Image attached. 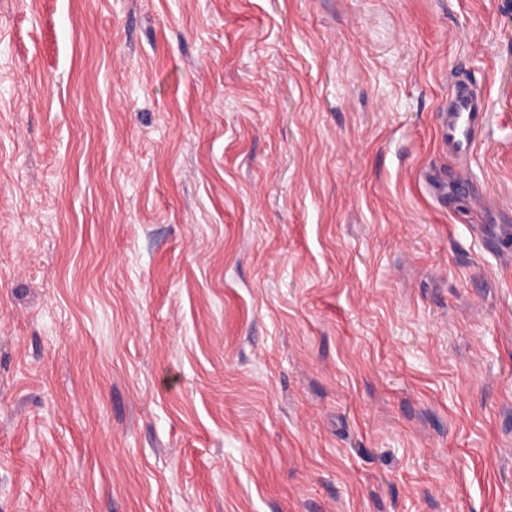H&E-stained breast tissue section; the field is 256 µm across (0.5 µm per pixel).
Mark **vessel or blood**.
<instances>
[{
  "mask_svg": "<svg viewBox=\"0 0 512 512\" xmlns=\"http://www.w3.org/2000/svg\"><path fill=\"white\" fill-rule=\"evenodd\" d=\"M484 117V105L477 95L463 86L453 89L448 96V110L440 115L449 153L462 160L471 155L477 129Z\"/></svg>",
  "mask_w": 512,
  "mask_h": 512,
  "instance_id": "1",
  "label": "vessel or blood"
}]
</instances>
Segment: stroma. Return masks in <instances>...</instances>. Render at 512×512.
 <instances>
[{
	"instance_id": "1",
	"label": "stroma",
	"mask_w": 512,
	"mask_h": 512,
	"mask_svg": "<svg viewBox=\"0 0 512 512\" xmlns=\"http://www.w3.org/2000/svg\"><path fill=\"white\" fill-rule=\"evenodd\" d=\"M509 237L512 0H0V512H512ZM485 114L483 102L472 91L464 86L453 89L448 95V112L440 113V126L449 153L462 160L471 155Z\"/></svg>"
}]
</instances>
